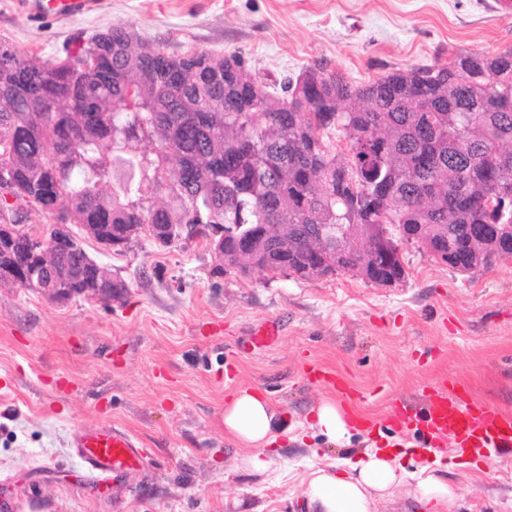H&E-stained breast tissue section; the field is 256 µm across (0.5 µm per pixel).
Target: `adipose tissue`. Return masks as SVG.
Here are the masks:
<instances>
[{
  "instance_id": "1",
  "label": "adipose tissue",
  "mask_w": 512,
  "mask_h": 512,
  "mask_svg": "<svg viewBox=\"0 0 512 512\" xmlns=\"http://www.w3.org/2000/svg\"><path fill=\"white\" fill-rule=\"evenodd\" d=\"M312 429L336 443L351 436V426L335 402L321 403L311 412ZM224 430L245 454L243 467L253 473H267L272 458L266 448L279 437L288 436L285 418L261 393L240 390L224 406ZM408 473L391 454L366 447L350 472L327 469L311 472L305 495L310 512H374L377 498L391 494Z\"/></svg>"
}]
</instances>
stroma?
<instances>
[{
    "label": "stroma",
    "instance_id": "1",
    "mask_svg": "<svg viewBox=\"0 0 512 512\" xmlns=\"http://www.w3.org/2000/svg\"><path fill=\"white\" fill-rule=\"evenodd\" d=\"M114 26L171 54L239 52L269 84L316 62L359 84L452 51L512 48V15L487 0H96L85 16L0 0V38L31 57ZM84 247L126 282L122 295L57 302L0 283V512H308L309 473L346 471L367 443L407 470L424 463L423 440L408 430L357 428L347 445L313 434L311 410L334 394L308 380L307 362L347 380L378 422L389 402L419 401L445 379L512 411V259L463 273L410 244L404 279L382 286L349 273L244 276L222 268L204 239ZM264 323L275 344L243 349ZM238 388L266 395L291 428L263 475L243 469L224 432V403ZM106 423L153 454L122 478V494L70 446L75 428ZM437 469L455 490L444 512H512V454L487 463L448 448Z\"/></svg>",
    "mask_w": 512,
    "mask_h": 512
}]
</instances>
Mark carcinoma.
I'll use <instances>...</instances> for the list:
<instances>
[{"instance_id": "cac0c4a2", "label": "carcinoma", "mask_w": 512, "mask_h": 512, "mask_svg": "<svg viewBox=\"0 0 512 512\" xmlns=\"http://www.w3.org/2000/svg\"><path fill=\"white\" fill-rule=\"evenodd\" d=\"M240 53L174 55L121 26L31 59L0 39V211L65 224H199L310 265L336 252L370 279L404 278L398 229L450 267L512 252V49L459 51L354 84L321 64L280 87ZM340 131L339 151L330 134ZM367 243L344 247L347 232ZM89 256H50L62 278Z\"/></svg>"}]
</instances>
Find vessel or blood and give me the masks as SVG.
<instances>
[{
    "instance_id": "obj_1",
    "label": "vessel or blood",
    "mask_w": 512,
    "mask_h": 512,
    "mask_svg": "<svg viewBox=\"0 0 512 512\" xmlns=\"http://www.w3.org/2000/svg\"><path fill=\"white\" fill-rule=\"evenodd\" d=\"M307 376L327 386L346 406H353V391L338 375L314 365ZM384 422L399 429L417 431L432 453L439 451L446 439L460 454H471L485 461L512 453V413L469 396H460L455 385L445 382L425 390L421 404L394 401L386 411ZM71 446L91 472L104 478H121L127 469L143 464L150 455L136 434L112 425L75 429Z\"/></svg>"
}]
</instances>
